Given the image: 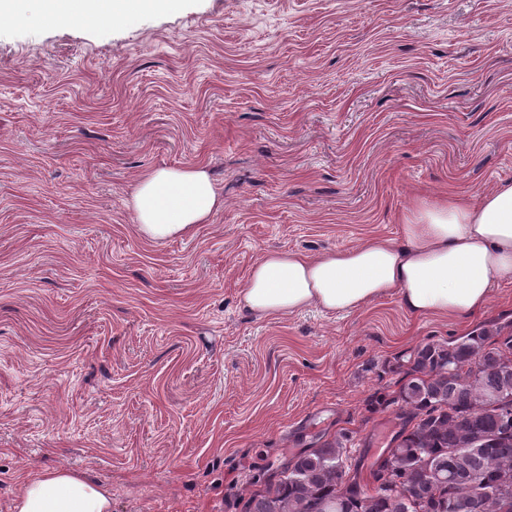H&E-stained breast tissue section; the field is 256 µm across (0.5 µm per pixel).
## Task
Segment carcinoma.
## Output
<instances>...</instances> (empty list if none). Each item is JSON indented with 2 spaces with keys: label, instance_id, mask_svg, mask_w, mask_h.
Masks as SVG:
<instances>
[{
  "label": "carcinoma",
  "instance_id": "obj_1",
  "mask_svg": "<svg viewBox=\"0 0 512 512\" xmlns=\"http://www.w3.org/2000/svg\"><path fill=\"white\" fill-rule=\"evenodd\" d=\"M406 376L373 491L341 435L284 463L245 512H512V336L429 340Z\"/></svg>",
  "mask_w": 512,
  "mask_h": 512
}]
</instances>
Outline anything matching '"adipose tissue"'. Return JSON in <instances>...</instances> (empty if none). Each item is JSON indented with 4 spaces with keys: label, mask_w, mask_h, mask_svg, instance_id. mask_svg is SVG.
I'll use <instances>...</instances> for the list:
<instances>
[{
    "label": "adipose tissue",
    "mask_w": 512,
    "mask_h": 512,
    "mask_svg": "<svg viewBox=\"0 0 512 512\" xmlns=\"http://www.w3.org/2000/svg\"><path fill=\"white\" fill-rule=\"evenodd\" d=\"M129 205L139 233L164 240L193 234L223 209L224 198L204 168H162L133 185ZM511 276L509 180L473 200L417 202L397 241L372 237L315 255L266 252L251 268L241 303L258 317L311 306L349 315L394 294L409 313L467 322ZM11 512H112V493L77 471L44 468L27 475Z\"/></svg>",
    "instance_id": "ef3b65f1"
}]
</instances>
